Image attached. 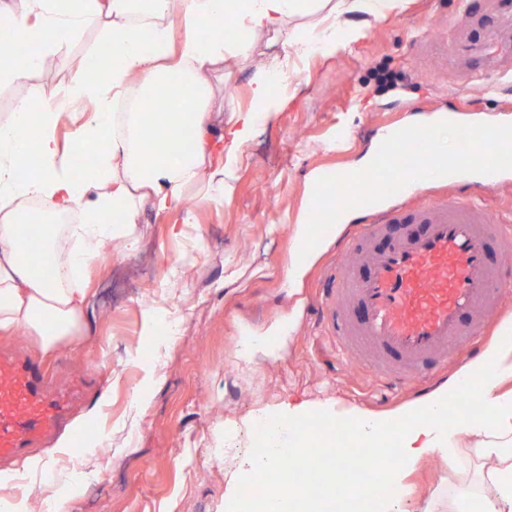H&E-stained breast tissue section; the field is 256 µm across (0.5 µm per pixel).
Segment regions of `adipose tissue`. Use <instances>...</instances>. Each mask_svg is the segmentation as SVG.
<instances>
[{"instance_id":"adipose-tissue-1","label":"adipose tissue","mask_w":512,"mask_h":512,"mask_svg":"<svg viewBox=\"0 0 512 512\" xmlns=\"http://www.w3.org/2000/svg\"><path fill=\"white\" fill-rule=\"evenodd\" d=\"M10 25L1 29L0 84L27 78L47 56L84 30H100V45L86 60L93 79L47 105L21 101L0 118V330L25 329L43 350L61 341L79 342L86 293L81 273L104 244L134 249L143 205L193 221L182 191L196 187L208 200L224 194V178L240 161L258 121L277 106L272 89L283 71L278 57L258 75L250 109L233 111L220 137L211 127L212 88L207 75L227 57L247 58L260 43L286 41L301 54H333L366 37L346 17L371 18L400 11L404 0H21ZM311 24L289 30L291 20ZM182 29L173 39L168 18ZM234 36L225 40L224 21ZM138 99L163 103L160 112L114 109L127 89ZM89 97L97 110L73 140L79 153L105 141L109 147L84 166L66 162L56 137L57 123L72 101ZM472 378L477 404L450 418L451 393ZM512 335L503 334L465 371L425 397L375 413L331 402H289L263 412L268 428L254 448L250 472L277 471L304 430L321 431L353 422L367 456L386 457L380 478L388 493L374 496L373 512H402L408 479L427 459L453 460L463 440L492 468L472 487H453L427 512H512Z\"/></svg>"}]
</instances>
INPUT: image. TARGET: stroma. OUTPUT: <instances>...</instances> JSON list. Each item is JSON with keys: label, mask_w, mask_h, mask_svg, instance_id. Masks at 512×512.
<instances>
[{"label": "stroma", "mask_w": 512, "mask_h": 512, "mask_svg": "<svg viewBox=\"0 0 512 512\" xmlns=\"http://www.w3.org/2000/svg\"><path fill=\"white\" fill-rule=\"evenodd\" d=\"M99 39L98 30H85L43 69L0 86V115L27 98L63 96L86 78L83 61ZM277 51L290 77L275 89V112L245 146L232 191L210 201L186 188L195 206L191 224L144 206L138 248L101 249L85 274L81 346L65 342L46 352L37 337L0 332V348L44 366L52 383L80 377L86 385L52 436L0 460L10 476L0 482V497L44 508L37 480L25 473L28 458L40 456L49 461L45 479L61 485L66 512H225L228 483L252 451L248 423L264 411L290 400L384 411L462 374L460 361L393 386L345 361L326 324L321 288L355 215L323 235L301 276L289 274V256L312 177L352 169L381 135L440 112L463 124L512 122V78L501 75L512 64V12L501 0H406L401 11L374 20L369 37L336 54ZM263 66L258 54L227 59L215 104L249 108ZM417 190L512 215V173L487 190L433 181ZM176 319L179 337L160 342L159 328ZM281 322L292 332L278 357H239L241 336ZM93 406L111 446L89 440L54 454L58 437ZM448 476L446 460L426 461L410 479L406 512H426Z\"/></svg>", "instance_id": "obj_1"}]
</instances>
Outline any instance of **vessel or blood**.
I'll return each instance as SVG.
<instances>
[{"label": "vessel or blood", "mask_w": 512, "mask_h": 512, "mask_svg": "<svg viewBox=\"0 0 512 512\" xmlns=\"http://www.w3.org/2000/svg\"><path fill=\"white\" fill-rule=\"evenodd\" d=\"M327 279L330 325L349 360L412 382L475 351L512 279L494 253L512 227L480 205L412 201L411 187L366 205ZM76 386L48 390L39 364L0 354V458L19 456L67 414Z\"/></svg>", "instance_id": "vessel-or-blood-1"}]
</instances>
